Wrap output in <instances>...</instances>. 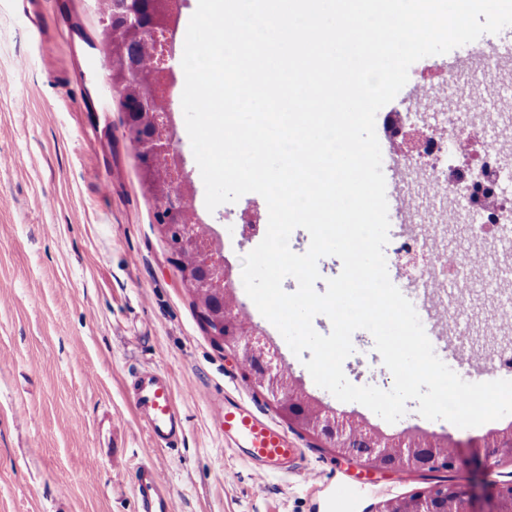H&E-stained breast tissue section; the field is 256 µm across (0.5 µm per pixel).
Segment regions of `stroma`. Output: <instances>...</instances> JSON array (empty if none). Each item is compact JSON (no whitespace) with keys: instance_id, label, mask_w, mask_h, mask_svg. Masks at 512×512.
Here are the masks:
<instances>
[{"instance_id":"obj_1","label":"stroma","mask_w":512,"mask_h":512,"mask_svg":"<svg viewBox=\"0 0 512 512\" xmlns=\"http://www.w3.org/2000/svg\"><path fill=\"white\" fill-rule=\"evenodd\" d=\"M101 0H0V512H138L134 469L155 464L179 512H376L383 501L453 483L467 495L512 484V461L476 465L498 423L459 428L422 417L408 402L388 423L365 406L337 400L305 368L310 351L281 343L242 288L236 304L277 344L295 385L318 404L366 421L384 435H416L457 446L453 470L417 474L342 456L286 419L203 327L184 287L136 152L123 135L119 95L87 70L101 42ZM40 33H33L32 19ZM175 71L173 145L190 202L228 259L234 281L253 246L236 214L263 207L255 193L215 210L182 110ZM512 292L474 289L457 321L447 360L468 382L490 372L500 337L477 330ZM344 368L354 385L391 389L375 363L374 339L352 336ZM167 374L184 430L176 445L148 441L129 395L131 371ZM230 396L287 432L301 449L295 469L260 477L228 449L215 403Z\"/></svg>"}]
</instances>
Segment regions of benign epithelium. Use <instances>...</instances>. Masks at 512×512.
<instances>
[{"label":"benign epithelium","instance_id":"7a95c632","mask_svg":"<svg viewBox=\"0 0 512 512\" xmlns=\"http://www.w3.org/2000/svg\"><path fill=\"white\" fill-rule=\"evenodd\" d=\"M166 4L167 0H110L109 13L119 21V27L113 29L115 40L141 42L150 51L149 70L142 71L134 63L126 65V69L151 83L157 73L167 76V81L156 85L154 91L163 109L143 112L137 120L127 117L124 131L142 158L146 172H152L156 162H166L157 187L156 221L178 262L182 282L196 301L204 328L238 363L253 364L250 377L256 387L276 400L290 420L337 453L391 470L454 467L459 459L454 446L440 448L427 443L411 448L407 442H392L326 408L308 416L292 412L288 402L295 399V394L288 386L287 371L277 352L256 329L236 328L239 312L228 299L231 269L213 249L199 248L204 239L202 224L192 215L183 161L174 157L170 89L174 82L175 25L167 14ZM485 448L488 462L512 459V429L492 435ZM484 501L488 505L486 510L459 487L446 484L387 500L377 512H512V485L488 488Z\"/></svg>","mask_w":512,"mask_h":512}]
</instances>
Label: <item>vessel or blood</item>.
<instances>
[{
	"mask_svg": "<svg viewBox=\"0 0 512 512\" xmlns=\"http://www.w3.org/2000/svg\"><path fill=\"white\" fill-rule=\"evenodd\" d=\"M512 57V40L508 43L486 41L467 54L449 56L447 66L455 69L470 58ZM392 195L390 208L395 218H402L405 199L399 189L400 169L397 157H389ZM130 397L138 411L151 444L158 448L175 445L183 432V420L168 377L158 371L145 372L130 386ZM217 414L228 447L246 453L258 466L259 475L293 465L301 457L287 433L261 418L249 407L224 398ZM136 491L139 512H178L177 502L158 468L151 464L137 467Z\"/></svg>",
	"mask_w": 512,
	"mask_h": 512,
	"instance_id": "1",
	"label": "vessel or blood"
}]
</instances>
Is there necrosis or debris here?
<instances>
[{
    "mask_svg": "<svg viewBox=\"0 0 512 512\" xmlns=\"http://www.w3.org/2000/svg\"><path fill=\"white\" fill-rule=\"evenodd\" d=\"M512 116L490 114L479 102L451 120L434 122L432 112L409 111L389 132L403 168L408 196L420 205L407 209V228L392 240L389 254L409 289L423 284L441 290L458 281L464 262L448 255L438 240L447 217H455L466 238L482 247L491 260L488 281L497 283L501 271L496 257L512 247V165L505 160L501 131ZM419 132L410 143L411 132Z\"/></svg>",
    "mask_w": 512,
    "mask_h": 512,
    "instance_id": "1",
    "label": "necrosis or debris"
}]
</instances>
